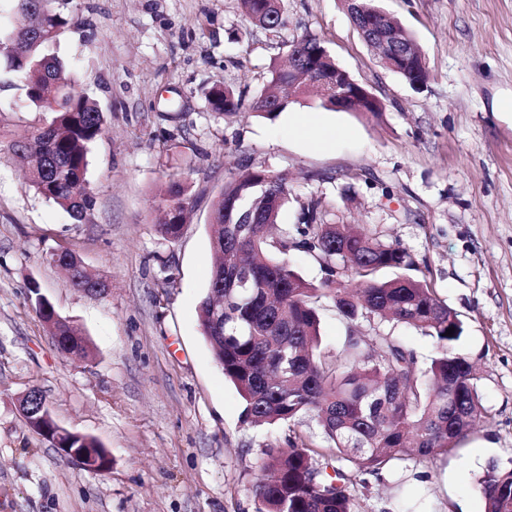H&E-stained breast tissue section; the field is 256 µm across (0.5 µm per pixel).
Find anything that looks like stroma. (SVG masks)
I'll list each match as a JSON object with an SVG mask.
<instances>
[{"label":"stroma","mask_w":512,"mask_h":512,"mask_svg":"<svg viewBox=\"0 0 512 512\" xmlns=\"http://www.w3.org/2000/svg\"><path fill=\"white\" fill-rule=\"evenodd\" d=\"M411 35L430 77L419 90L383 67L344 0H283L286 24L252 25L240 0H74L83 23L57 55L77 71L105 118L88 169L94 206L83 221L46 202L8 146L45 116L0 66V512H256L261 451L299 432L328 453L313 416L274 426L241 420L197 316L211 273V210L231 171L288 178L279 221L322 201L323 221L351 224L407 249L462 321L484 420L455 452L362 474L356 512H484L478 479L512 463V0H377ZM313 37L382 104L371 114L330 110L318 93L291 98L275 119L249 109L214 117L205 93L223 82L259 95L291 45ZM315 114L335 130L327 147L291 125ZM190 187L179 238L158 225L169 179ZM74 252L106 295L73 288L51 261ZM43 295L88 341L63 357L36 310ZM401 338L434 354L415 329L321 311L322 345L350 331ZM44 394L62 428L96 438L107 472L64 460L23 421L18 400Z\"/></svg>","instance_id":"stroma-1"}]
</instances>
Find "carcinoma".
Instances as JSON below:
<instances>
[{"label": "carcinoma", "instance_id": "carcinoma-1", "mask_svg": "<svg viewBox=\"0 0 512 512\" xmlns=\"http://www.w3.org/2000/svg\"><path fill=\"white\" fill-rule=\"evenodd\" d=\"M30 20L24 27L0 29V63L17 74L23 96L37 111L51 115L31 136L9 146L11 158L27 172L30 186L77 219L94 205L86 178L90 146L104 133L97 103L80 89L77 74L53 48L68 29L81 26L72 0H17ZM246 16L264 29H279L284 12L269 0H241ZM351 18L364 42L374 44L382 27L375 11L353 10ZM412 86L426 78L416 59L399 70ZM212 113L235 112L242 98L213 86L206 92ZM286 88L271 72L250 105L257 115L273 118L287 105ZM166 221L160 233L179 237L190 208L188 187L178 181L161 194ZM288 203V182L262 168H246L224 181L211 214V276L198 306V323L224 377L243 402L242 422L252 426L292 422L313 414L330 454L311 448L299 434L286 446L269 444L261 452L253 493L256 512H354L351 473L380 472L396 461L428 462L456 449L484 418V408L469 361L456 351L463 323L428 284L397 275L377 277L384 269L416 267L409 252L385 244L344 224H325L321 203L301 206L299 223L276 237ZM292 250L316 257L325 278L316 286L294 271ZM62 260L77 288L89 276L78 257ZM349 265L362 287L348 290L338 277L340 262ZM332 300L336 313L354 321L372 315L420 330L434 345L428 366L416 352L389 334L368 339L355 332L333 354L322 347L321 299ZM452 334L445 335L446 330ZM333 473H328L327 469ZM485 512H512V467L490 463L478 479Z\"/></svg>", "mask_w": 512, "mask_h": 512}]
</instances>
